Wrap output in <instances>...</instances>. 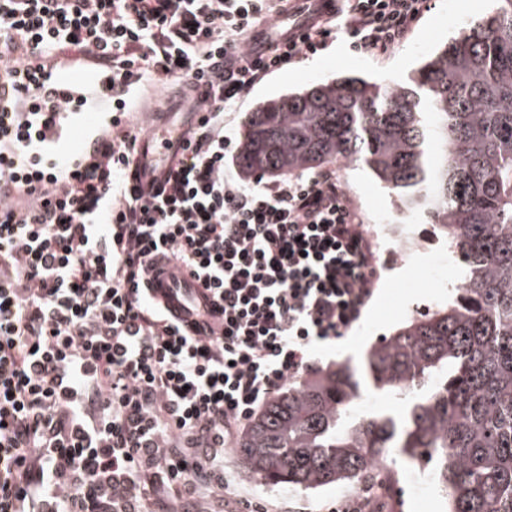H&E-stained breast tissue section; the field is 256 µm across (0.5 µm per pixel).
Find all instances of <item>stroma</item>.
<instances>
[{
    "label": "stroma",
    "instance_id": "stroma-1",
    "mask_svg": "<svg viewBox=\"0 0 512 512\" xmlns=\"http://www.w3.org/2000/svg\"><path fill=\"white\" fill-rule=\"evenodd\" d=\"M497 7L496 0H429L427 11L403 42L386 56L374 58L357 53L343 38H336L320 54L301 58L257 86L241 104L240 111L253 112L269 99L339 76H360L386 83L402 81L439 46L457 37L470 24L493 15ZM335 172L373 242L379 275L371 300L348 335L316 350L313 367L317 370L336 363L361 366L368 349L381 338L395 334L413 319L447 308L460 285L448 241L426 214L403 210L396 196L360 164H341ZM386 224L405 225L412 248L400 252L398 244L383 234ZM388 465L401 486V495H378L373 501L374 512H448L441 493L412 492L416 464L394 455ZM224 471L245 498L241 504L234 498H225L224 512H247L250 504L261 506L266 512H293L296 504L302 512H327L337 500L359 489L358 483L352 481L315 490L270 485L245 470L235 449L225 451Z\"/></svg>",
    "mask_w": 512,
    "mask_h": 512
}]
</instances>
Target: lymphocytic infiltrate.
<instances>
[{
    "label": "lymphocytic infiltrate",
    "mask_w": 512,
    "mask_h": 512,
    "mask_svg": "<svg viewBox=\"0 0 512 512\" xmlns=\"http://www.w3.org/2000/svg\"><path fill=\"white\" fill-rule=\"evenodd\" d=\"M427 2L336 0L285 38L280 0H0V512H146L159 493L177 512L191 491L230 493L225 449L359 321L378 270L335 176L243 184L224 115L325 50L336 17L353 51L382 56ZM63 64L111 74L116 106L75 165L48 137L63 106L33 81ZM159 89L198 117L148 199L128 116ZM158 257L213 293L223 335H191L147 296Z\"/></svg>",
    "instance_id": "f902f5d3"
}]
</instances>
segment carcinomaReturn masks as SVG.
<instances>
[{
  "instance_id": "obj_1",
  "label": "carcinoma",
  "mask_w": 512,
  "mask_h": 512,
  "mask_svg": "<svg viewBox=\"0 0 512 512\" xmlns=\"http://www.w3.org/2000/svg\"><path fill=\"white\" fill-rule=\"evenodd\" d=\"M385 88L343 76L264 102L238 158L286 175L365 164L463 263L451 307L275 398L240 444L247 470L304 489L361 481L390 450L424 458L448 512H512V0ZM372 387L404 404L360 416Z\"/></svg>"
}]
</instances>
